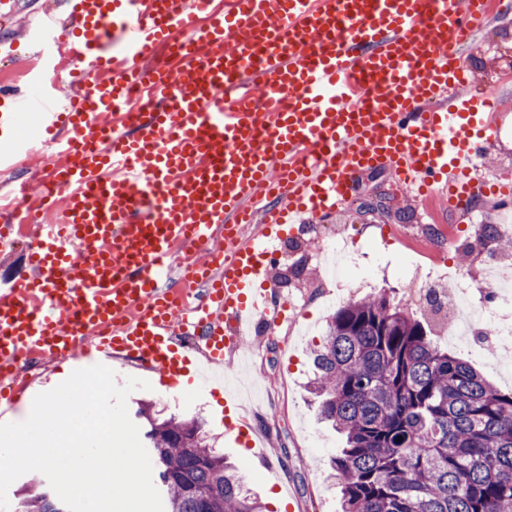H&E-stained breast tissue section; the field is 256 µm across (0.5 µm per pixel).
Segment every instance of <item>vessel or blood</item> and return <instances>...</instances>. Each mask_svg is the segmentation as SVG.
Returning <instances> with one entry per match:
<instances>
[{"label":"vessel or blood","mask_w":512,"mask_h":512,"mask_svg":"<svg viewBox=\"0 0 512 512\" xmlns=\"http://www.w3.org/2000/svg\"><path fill=\"white\" fill-rule=\"evenodd\" d=\"M79 75L40 120L59 160L56 199L0 206V248L37 225L29 272L0 288V413L21 398L30 361L131 360L170 385L212 373L243 335L274 325L279 293L257 287L274 237L334 212L356 178L392 169L400 185L465 207L475 158L499 134L496 91L466 93L463 51L492 0H68ZM123 41L108 49L110 34ZM178 61L177 83L167 64ZM270 91L253 102L254 81ZM150 85L157 110L133 112ZM22 102L0 90V136ZM121 120L107 124L106 112ZM193 258L173 265L175 247ZM206 298L184 305L185 294ZM255 449L245 418L226 420Z\"/></svg>","instance_id":"b4317fda"}]
</instances>
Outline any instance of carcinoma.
I'll list each match as a JSON object with an SVG mask.
<instances>
[{"label": "carcinoma", "instance_id": "obj_1", "mask_svg": "<svg viewBox=\"0 0 512 512\" xmlns=\"http://www.w3.org/2000/svg\"><path fill=\"white\" fill-rule=\"evenodd\" d=\"M310 391L344 436L342 512H512V390L448 355L386 294L350 303L314 351ZM148 422L164 512H262L197 419ZM403 440H398V437ZM21 512H67L49 488Z\"/></svg>", "mask_w": 512, "mask_h": 512}]
</instances>
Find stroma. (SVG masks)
Here are the masks:
<instances>
[{"label":"stroma","mask_w":512,"mask_h":512,"mask_svg":"<svg viewBox=\"0 0 512 512\" xmlns=\"http://www.w3.org/2000/svg\"><path fill=\"white\" fill-rule=\"evenodd\" d=\"M24 9L10 23H0V84L17 86L29 106L41 98L35 84L51 90L48 83L57 63V48L65 35L39 29L45 12H63V0H22ZM465 64L475 85H497L502 108L497 121L500 137L479 161L478 178L488 184L512 187V0H500L486 27L475 38L474 48L465 49ZM20 136L0 137V157L12 159L10 168H0V194L35 172H48L55 160L46 149L30 156L20 149ZM372 210H365V203ZM320 235L284 240L282 260L271 273L283 296L298 305L299 320L284 318L278 326L247 334L240 356L250 359L252 377L264 379L275 398L262 400L251 421L267 438L265 453L255 454L236 445L224 429L220 405L207 388L180 392L152 379L149 372L130 362H113L117 383L135 377L149 381L146 390L130 394L129 405L146 401L163 415L202 418L204 429L215 437L216 446L236 465L265 512H341L340 494L330 478L331 459L338 453L339 435L317 419L316 407L305 390L312 374V351L319 344L327 322L340 305L386 293L407 304L414 318L429 327L428 335L449 354L471 363L498 388L512 390V377L505 371L501 351L475 353L471 344L448 338V323L454 309L446 304L443 274L433 271L444 260L459 268L483 297L492 270L512 266V253L481 243V227L493 224L500 237L512 238V203L500 196L475 195L467 209L458 210L447 198L423 205L405 191H397L391 173L375 170L362 175L355 192L342 209L316 217ZM340 231L354 257L349 281L343 286L329 283L318 258L320 237ZM240 356L231 357L236 366ZM73 372L70 362L39 360L25 368L23 403L10 414L14 422L25 420L30 401L40 385L51 377L66 380ZM295 490L293 505H286L277 488Z\"/></svg>","instance_id":"obj_1"}]
</instances>
